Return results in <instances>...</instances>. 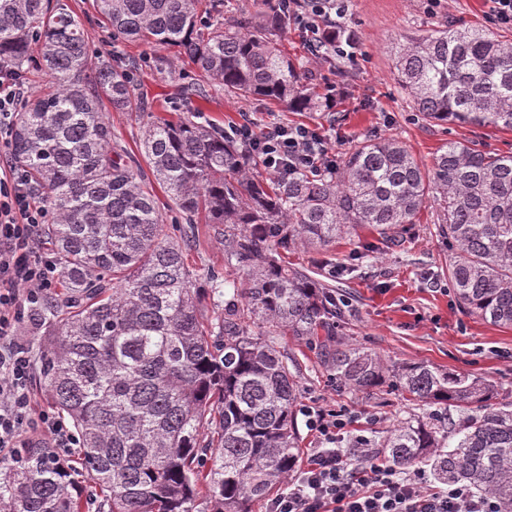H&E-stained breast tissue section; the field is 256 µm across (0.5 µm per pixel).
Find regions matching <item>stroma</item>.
Masks as SVG:
<instances>
[{
  "mask_svg": "<svg viewBox=\"0 0 512 512\" xmlns=\"http://www.w3.org/2000/svg\"><path fill=\"white\" fill-rule=\"evenodd\" d=\"M80 16L94 53H120L141 62L134 81L147 98L142 112H108L112 131L131 155H140L141 127L154 119H173L203 109L221 128L240 122L243 113L258 121L303 124L319 130L336 156L370 133L401 140L422 163L431 164L448 141L471 144L495 153L512 152V132L425 122L401 89L393 70L392 49L407 39L453 21L486 26L489 0H348L343 26L356 33L352 54L313 61L299 27L282 44L289 55L307 62L316 89L334 86L333 112H288L262 98L239 99L222 87L204 83L187 60L171 49L114 38L98 19L92 0H68ZM205 84L206 103L176 100L175 84ZM438 208L428 203L416 223L396 235L393 245L378 251L372 268L353 270L364 243L376 236L364 231L347 235L316 250L290 247L282 255L289 264L320 279L337 296L347 298L343 333L350 343L382 356L393 369L423 364L444 371L491 380L499 399L512 401V328L496 326L462 309L448 283V244L438 231ZM189 258L200 287L224 279V227L198 223L190 227ZM293 366L299 402L344 412L345 437L384 436L398 420L428 413V406L406 401L392 385L372 394L349 392L328 376L317 350L291 337L279 340Z\"/></svg>",
  "mask_w": 512,
  "mask_h": 512,
  "instance_id": "35a3bbf8",
  "label": "stroma"
}]
</instances>
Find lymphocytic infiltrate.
<instances>
[{
  "label": "lymphocytic infiltrate",
  "mask_w": 512,
  "mask_h": 512,
  "mask_svg": "<svg viewBox=\"0 0 512 512\" xmlns=\"http://www.w3.org/2000/svg\"><path fill=\"white\" fill-rule=\"evenodd\" d=\"M301 21L311 32L312 53L334 40L338 0H306ZM21 74L0 64V462H15L29 447V433L47 435L57 455L71 456L78 440L53 412L37 410L31 400L33 362L20 334L25 323L39 324L42 307L53 298L62 272L53 257L40 250L41 230L50 211L36 202L25 170L2 147L24 99ZM230 137L254 145L258 160L279 175L335 167L325 139L306 125L271 122L260 126L244 119L230 127ZM319 445L304 467L286 477V490L269 512H493L495 503L474 496L462 485L432 487L424 469L406 472L373 459L367 448H340L346 422L340 413L302 407Z\"/></svg>",
  "instance_id": "1"
}]
</instances>
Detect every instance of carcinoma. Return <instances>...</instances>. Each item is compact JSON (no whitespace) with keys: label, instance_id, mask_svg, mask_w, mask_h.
<instances>
[{"label":"carcinoma","instance_id":"1","mask_svg":"<svg viewBox=\"0 0 512 512\" xmlns=\"http://www.w3.org/2000/svg\"><path fill=\"white\" fill-rule=\"evenodd\" d=\"M201 0H93L129 42L174 49L237 98L288 112H326L328 94L280 48L295 13L272 5L200 28ZM38 61L48 85L28 96L14 161L52 212L43 234L62 268L66 306L39 372L52 409L82 447L64 465L53 449H22L0 467V512H252L300 455L298 381L278 350L292 336L321 352L345 390L392 380L437 407L380 440L355 435L400 468L489 495L512 512V402L486 379L427 365L396 373L340 334L343 305L281 250L328 246L367 227L381 241L415 222L431 197L452 254L448 283L471 314L512 327V153L450 141L430 167L393 137L354 145L332 172L254 173L246 143L195 115L143 126L141 166L118 147L102 112H142L130 72L93 56L68 0H0V60ZM400 86L428 122L512 130V41L444 22L393 57ZM154 181L187 224L224 225L230 298L208 308L185 246L164 232ZM257 327L253 333L251 327ZM459 412L453 423L448 408Z\"/></svg>","mask_w":512,"mask_h":512}]
</instances>
